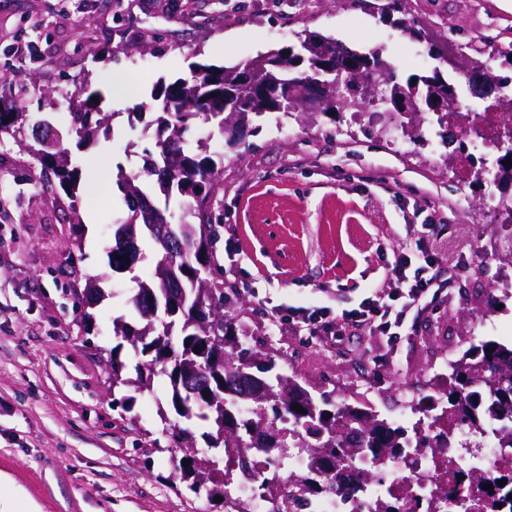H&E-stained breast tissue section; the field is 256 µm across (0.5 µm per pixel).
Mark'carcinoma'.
<instances>
[{
	"mask_svg": "<svg viewBox=\"0 0 512 512\" xmlns=\"http://www.w3.org/2000/svg\"><path fill=\"white\" fill-rule=\"evenodd\" d=\"M502 33L481 32L470 37L468 45L475 44L493 48L503 61L512 66V43L499 42ZM319 41L340 51L364 65H382L380 72L372 73L375 81H391L390 88L395 96L404 97L417 103L421 112L428 111L426 100L440 91L461 93L459 85L451 83L436 69L430 76H415L416 82L406 79L401 83L390 63L375 53H361L349 48L339 40L322 35H310L303 43V49ZM253 70L274 91L277 96L250 97L240 88V77L247 70ZM311 78L326 86L323 90L324 106L320 114L330 116L349 105L346 98L334 86V76L327 74L313 54L295 53L288 55L284 49L271 50L251 62L239 66H216L199 64L194 70L192 82L176 81L162 85L151 93V99L161 104L162 115L157 118L160 128L167 136L159 141V159L146 165L136 174L128 176L119 173V184L124 191L127 216L117 221L124 238L135 241L142 236L153 237L149 225L159 223L165 215L170 200L188 198L184 202L183 216L179 223L171 225L183 247V265L179 271L180 281L185 290L182 310L174 319V328L179 330L180 345L172 349L169 362L161 365L160 371L145 373L136 366V379L122 377L123 365L112 361V382L118 385H146L152 376L167 377L171 387V404L175 413L187 420L197 418L211 427L209 447L223 445L230 448L238 458L239 474L255 482L257 489L270 497L280 492L276 468H259L257 457L273 455L270 441L251 430L247 421L239 423L236 431L221 430L219 418L229 420L240 415L239 403L242 397L251 396L252 383L248 374L256 372L268 384L290 385L292 380L275 372L276 364L270 358L256 359L250 349L240 345L235 328L228 316H223L220 335L224 336V364L209 367L207 359L199 356L207 343L211 319L209 311L202 310L199 293L202 287L226 306L229 297L224 291V280L210 276L217 267V257L212 250V211L208 200L223 179V170L207 154L188 148L193 121L201 119L211 124L221 135L226 129L244 128L274 112H300L302 108L289 101L290 93L296 91L303 77ZM101 96L100 91H89L85 98L76 101L70 112L68 133L77 138V143L109 139L113 114L100 112L93 97ZM39 164V175L35 181H47L54 177L59 188L69 197H76L75 187L81 177V170L66 163V149L42 148L35 152ZM110 266H128L133 259L120 239L113 238L106 247ZM164 250L156 245L153 262V278L141 282L138 291L131 297L130 304L143 325L136 327L124 318L112 321L113 333L121 338L144 336L141 353L154 342L156 331L148 330L150 305L165 308L167 300L162 287L166 271L162 268ZM210 368L211 384L207 395H190L177 386L178 368ZM484 401V412L475 411L474 399ZM302 407L297 412L292 406ZM448 407L460 421L467 423L474 433L493 432L499 438L501 447L512 448V346L491 341L483 342L468 349L448 370ZM266 416L286 434L290 446H298L307 452L308 464L304 472L288 476V498L281 499L282 507L275 512H290L289 502L304 500L323 491L336 490V476L358 475L370 480L372 474L357 471L358 459L366 453L394 454L402 448H438L440 443L418 427L413 435L391 425L373 410H366L349 403L333 404L329 399L316 398L308 391L288 394V400L278 406L263 401H253V419ZM343 426L364 431L372 426V435L360 439L353 454H348L345 439L332 436L337 420Z\"/></svg>",
	"mask_w": 512,
	"mask_h": 512,
	"instance_id": "obj_1",
	"label": "carcinoma"
}]
</instances>
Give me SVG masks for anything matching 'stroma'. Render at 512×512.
Wrapping results in <instances>:
<instances>
[{"instance_id": "stroma-1", "label": "stroma", "mask_w": 512, "mask_h": 512, "mask_svg": "<svg viewBox=\"0 0 512 512\" xmlns=\"http://www.w3.org/2000/svg\"><path fill=\"white\" fill-rule=\"evenodd\" d=\"M376 2L184 0L176 13L165 0H0V69L20 73L14 92L23 101L13 128L0 132V486L11 493V512H224L190 490L175 469L177 449L162 443L166 427L184 424L189 448L206 452V423L175 413L165 377L112 384V360L130 380L142 360L114 336L112 321L138 323L129 300L150 280L155 250L144 237L131 269L108 265L104 247L123 202L117 171L139 172L157 152V113L138 110L153 86L191 79L199 63L233 66L299 46L311 33L379 52L402 79L438 67L433 43L500 73L492 50L478 54L466 42L473 32L512 28V0H408L407 13L432 25L426 42L410 35L404 15L380 17ZM27 41L32 53L16 52ZM139 43L147 52H136ZM116 75L128 79L118 92ZM86 83L113 113V135L80 146L66 135L68 107L49 105L38 90L71 95ZM45 119L83 170L75 198L32 182ZM384 124L363 108L330 118L277 112L232 143L195 121L191 142L223 164L211 204L221 219L214 251L225 286L240 293L226 310L242 345L312 395L387 419L403 410L408 427L434 392L441 353L512 343L495 329L512 322V251L491 206L501 189L461 179L430 127L412 138ZM438 205L448 209V230L437 243L461 268L440 310L405 327L391 347L393 366L379 363L385 339L365 331L332 344L274 323L275 309L288 304L357 307L383 287L384 265L408 226L428 223ZM76 221L84 226L79 248ZM91 280L104 296L86 308Z\"/></svg>"}]
</instances>
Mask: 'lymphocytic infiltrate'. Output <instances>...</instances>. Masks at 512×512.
<instances>
[{
    "label": "lymphocytic infiltrate",
    "instance_id": "f902f5d3",
    "mask_svg": "<svg viewBox=\"0 0 512 512\" xmlns=\"http://www.w3.org/2000/svg\"><path fill=\"white\" fill-rule=\"evenodd\" d=\"M445 273L444 259L432 239L421 236L395 249L386 271L388 287L376 289L357 308L336 314L326 306L286 307L279 310V321L327 341H340L359 329L393 342L411 315L438 309L447 285Z\"/></svg>",
    "mask_w": 512,
    "mask_h": 512
}]
</instances>
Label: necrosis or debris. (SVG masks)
I'll return each mask as SVG.
<instances>
[{
  "label": "necrosis or debris",
  "instance_id": "obj_1",
  "mask_svg": "<svg viewBox=\"0 0 512 512\" xmlns=\"http://www.w3.org/2000/svg\"><path fill=\"white\" fill-rule=\"evenodd\" d=\"M423 419L438 417L445 440L439 448H407L400 458L364 455L361 469L374 478L340 493L316 496L305 512H460L456 503L468 498L469 512H512V482L503 481L512 469V448L497 436L469 435L467 430L439 418L435 397L421 406ZM479 472L481 484L470 480Z\"/></svg>",
  "mask_w": 512,
  "mask_h": 512
}]
</instances>
